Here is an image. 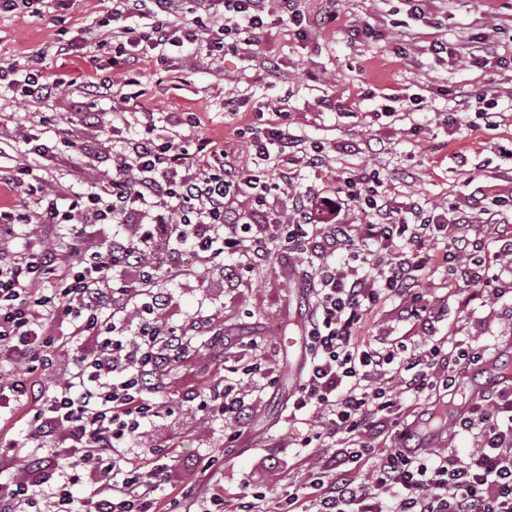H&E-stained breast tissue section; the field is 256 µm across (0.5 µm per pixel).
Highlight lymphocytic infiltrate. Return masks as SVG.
Here are the masks:
<instances>
[{"mask_svg": "<svg viewBox=\"0 0 512 512\" xmlns=\"http://www.w3.org/2000/svg\"><path fill=\"white\" fill-rule=\"evenodd\" d=\"M149 14L147 29L130 23ZM288 19L298 36L308 21L301 0H112V63L132 72L147 52L166 54L172 47L198 52L201 45L223 47L225 36L246 35L247 46L272 16ZM44 53L29 56L24 72L0 68V87L19 88L40 102L56 96L58 83L42 75ZM26 161L0 170V185L27 183L34 205L0 220L52 226L66 231L79 249L91 224L135 221L132 234L116 233L91 253L79 271H63L57 248L34 236L12 260L0 262V417L27 412L32 438L59 434L66 463L38 480L12 482L0 492V512H155L165 466L157 457L133 459L124 453L147 424L165 414L164 404L145 398L159 373L186 357L191 339L168 325L165 293L144 270L147 255L165 249L186 251L198 265L234 256L238 266L229 280L242 278L277 252L312 247L319 257L310 273L312 311L307 322L305 375L288 409V417L307 425L294 447L320 448L338 438L351 462L369 461L366 481L354 482L335 457L312 471L305 484L274 496L277 512H512V388L483 394L453 423L469 435L474 449L465 458L450 448L409 449L415 425L402 418L389 384L421 398L435 388L450 395L459 370L487 359L484 344L460 349L448 374L447 337L428 333L413 348L401 338L368 336V311L385 300L404 301V310L421 319L427 308L415 292L416 273L450 267L455 254L438 245L454 231L457 252L467 251L468 217L431 215L412 223L378 192H367V176L346 178L343 200L314 193L292 197V216L269 211L267 189L250 172L226 163L212 139L197 140L195 153L162 140L145 129L118 156L106 190L89 188L61 207L59 188L35 175L30 162L51 160L54 148L38 135L24 140ZM256 192L251 210H240L239 189ZM362 206L363 224H347L343 205ZM361 242L372 246L376 264L359 274L337 271V251ZM138 274L142 289L131 300L113 285L121 273ZM53 283L45 292V283ZM65 333H56V325ZM91 340L92 349H75L61 377L42 375L60 347ZM276 380L266 357L257 355L223 380L196 391L202 415L235 424L255 399ZM395 429V445L377 448L371 436L384 422ZM97 488L74 510L72 486L78 469Z\"/></svg>", "mask_w": 512, "mask_h": 512, "instance_id": "f902f5d3", "label": "lymphocytic infiltrate"}]
</instances>
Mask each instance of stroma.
I'll return each mask as SVG.
<instances>
[{
	"mask_svg": "<svg viewBox=\"0 0 512 512\" xmlns=\"http://www.w3.org/2000/svg\"><path fill=\"white\" fill-rule=\"evenodd\" d=\"M301 6L312 24L308 39L297 38L281 20L261 35L264 56L279 64L278 77L269 76L249 51L228 44L211 56L176 53L166 63L144 56L132 84L110 64L111 0H70L56 14L26 11L0 18V67L24 68L28 56L41 51L44 76L65 82L59 95L39 103L0 92V168L20 162L22 136L33 128L57 146L49 182L79 193L106 186L114 159L141 134L149 112L160 133L176 134L187 150H194L199 137H210L224 146L231 163L255 170L262 181L272 184L280 171L290 172V190L269 199L279 213H287L290 191L332 197L345 177L373 171L391 207L415 204L428 212L456 204L469 215L483 250L496 251L495 236L503 227L488 223L485 208L493 198L512 197V69L466 60L451 66L426 46L437 37L451 43L499 40V27L512 24V0H427L426 12L442 21L436 29L409 22L404 0H302ZM361 20L387 26L386 39L352 41L349 31ZM406 23L417 38L401 55L396 46L404 44ZM84 32L90 43L82 57L57 54L58 42ZM102 79L111 81L114 95L99 100L93 118H86L76 109L85 84ZM393 94L421 98L420 109L386 114L382 107ZM483 97L497 100L502 112L492 130L477 111ZM460 99L468 105L462 112L454 109ZM254 127L288 130L292 148L267 161L255 158L249 135ZM317 149L321 166L306 167L303 155ZM308 260L279 252L235 283L225 279L222 258L187 276L160 278L170 323L206 319L200 345L168 369L153 395L174 407L143 438L144 445L170 452L162 501L211 484L222 485L229 499L244 477L264 488L299 483L318 465L315 449L292 447L305 427L286 418L288 400L305 372L304 358L289 354L286 339L301 336L310 313L303 270ZM420 289L449 353L478 338L492 353L512 355V293L481 298L476 274L442 270L423 276ZM364 332L412 342L422 329L390 299L368 312ZM258 350L275 367L278 381L229 442L222 421L197 413L190 399ZM1 441L14 446L0 456V479L10 481L20 475L21 456L32 451L24 413L0 420ZM211 455L216 466L200 473L195 460Z\"/></svg>",
	"mask_w": 512,
	"mask_h": 512,
	"instance_id": "obj_1",
	"label": "stroma"
}]
</instances>
